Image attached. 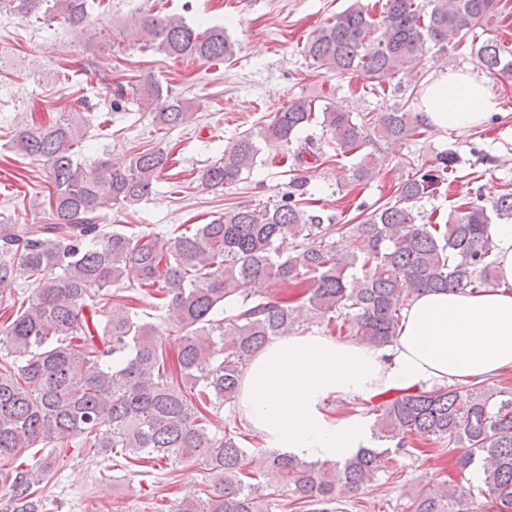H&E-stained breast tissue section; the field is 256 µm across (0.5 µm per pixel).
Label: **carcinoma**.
<instances>
[{"label": "carcinoma", "instance_id": "cac0c4a2", "mask_svg": "<svg viewBox=\"0 0 512 512\" xmlns=\"http://www.w3.org/2000/svg\"><path fill=\"white\" fill-rule=\"evenodd\" d=\"M90 0H0V15L70 28L91 26ZM503 9V0H385L380 16L355 2L324 22L301 51L331 76L364 73L378 83L417 67L431 46L447 49L470 38L471 53L490 74L512 75V47L475 30ZM143 48L168 57L222 61L235 44L221 26L202 29L176 14L145 13L136 30ZM132 100L165 129L195 118L187 100L149 81ZM338 156H357L355 176L370 180L377 159L364 152L374 139L405 143L424 135L426 119L401 108L361 122L330 102L315 112L306 97L290 100L272 122L246 130L200 175L205 190L231 186L256 165L265 148L284 147L316 121ZM83 120L67 113L48 126L13 130L14 148L48 168L51 224L0 223V287L34 284L35 298L0 324V484L8 487L0 512H54L41 483L58 460L56 449L113 451L134 467L156 460L195 461L211 480L165 512H282L290 505L332 512L377 481L391 452L420 441L460 445L463 470H482V485L420 483L414 512H479L490 498L512 512V389L482 383L405 391L373 405L372 439L342 459H307L262 447L265 466L246 469L242 423L216 425L233 404L252 357L273 337L300 327L307 312L338 335L376 349L398 335L402 312L416 297L478 291L496 269L489 225L512 220V192L468 198L444 224H427L414 204L456 171L452 151L419 169L396 190L395 201L362 210L363 220L325 224L305 210L292 181L281 202L233 208L207 224L165 237L132 235L108 224L109 211L131 207L153 192L169 163L163 148L144 150L123 167L80 160ZM350 246L336 250V235ZM292 239L291 250L281 243ZM130 272L138 287L157 288L161 322H145L133 295L106 294ZM259 283L293 285L263 295ZM176 336L169 353L162 336ZM32 448L30 462L18 461Z\"/></svg>", "mask_w": 512, "mask_h": 512}]
</instances>
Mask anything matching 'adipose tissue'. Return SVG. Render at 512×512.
<instances>
[{"mask_svg": "<svg viewBox=\"0 0 512 512\" xmlns=\"http://www.w3.org/2000/svg\"><path fill=\"white\" fill-rule=\"evenodd\" d=\"M429 125L464 132L499 112L481 79L437 73L420 98ZM498 285L482 293H427L404 311L385 349L339 344L316 330L273 338L245 372L238 409L266 447L341 459L363 446L359 418H336L327 402L443 381L467 382L512 368V224L490 227Z\"/></svg>", "mask_w": 512, "mask_h": 512, "instance_id": "adipose-tissue-1", "label": "adipose tissue"}]
</instances>
